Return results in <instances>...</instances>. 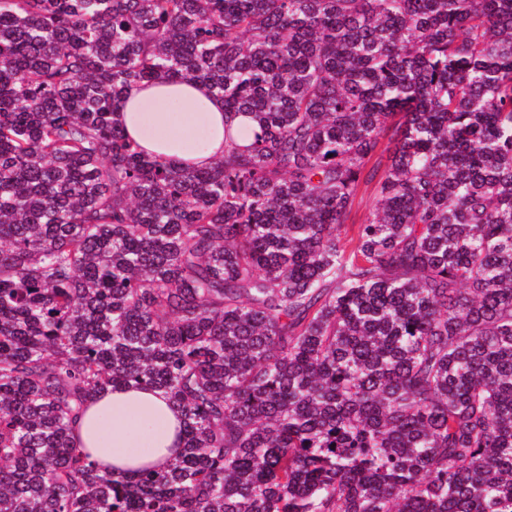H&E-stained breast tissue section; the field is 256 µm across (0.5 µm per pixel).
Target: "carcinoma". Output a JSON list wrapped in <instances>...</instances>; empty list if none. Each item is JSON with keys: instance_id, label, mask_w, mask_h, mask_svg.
I'll return each instance as SVG.
<instances>
[{"instance_id": "carcinoma-1", "label": "carcinoma", "mask_w": 512, "mask_h": 512, "mask_svg": "<svg viewBox=\"0 0 512 512\" xmlns=\"http://www.w3.org/2000/svg\"><path fill=\"white\" fill-rule=\"evenodd\" d=\"M174 78L206 170L115 118ZM120 386L167 468L75 446ZM0 512H512V0H0ZM169 108L181 112H168ZM116 119L147 155L157 159L205 168L224 156V100L202 82L132 83L125 89ZM196 132L203 135L202 147L186 149L185 140ZM180 418V412L158 390L109 388L88 403L73 434L99 467L114 466L116 473L141 466L164 469L182 446Z\"/></svg>"}]
</instances>
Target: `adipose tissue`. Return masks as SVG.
<instances>
[{
    "instance_id": "obj_1",
    "label": "adipose tissue",
    "mask_w": 512,
    "mask_h": 512,
    "mask_svg": "<svg viewBox=\"0 0 512 512\" xmlns=\"http://www.w3.org/2000/svg\"><path fill=\"white\" fill-rule=\"evenodd\" d=\"M116 119L147 155L178 166L224 154V101L199 81L130 84ZM180 418L160 391L119 387L88 403L73 434L99 467L163 469L182 446Z\"/></svg>"
}]
</instances>
